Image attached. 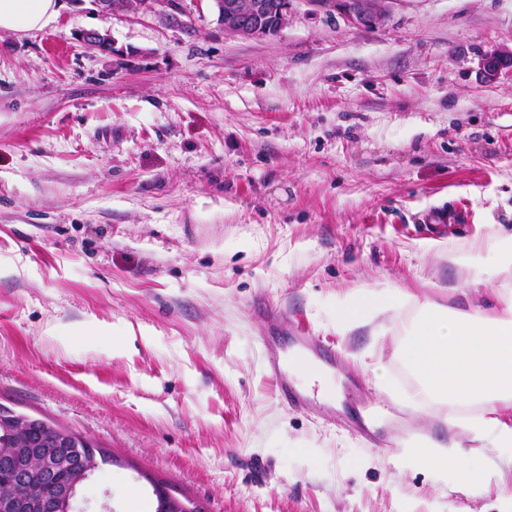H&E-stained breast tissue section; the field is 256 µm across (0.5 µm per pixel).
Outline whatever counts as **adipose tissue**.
I'll use <instances>...</instances> for the list:
<instances>
[{"label": "adipose tissue", "mask_w": 512, "mask_h": 512, "mask_svg": "<svg viewBox=\"0 0 512 512\" xmlns=\"http://www.w3.org/2000/svg\"><path fill=\"white\" fill-rule=\"evenodd\" d=\"M59 13L57 0H0V30L26 34L46 27ZM493 254V276L512 279V233L476 241L471 251L454 257L460 273L469 279L482 275L474 264L477 253ZM395 312L393 329L402 336L399 355L415 378L419 397L481 405L485 419L469 422L473 440L493 448L512 447V422L499 416L512 409V300L494 312L478 308L417 304L415 297L391 288H359L337 299L338 327L349 330L387 312ZM398 457L455 469L468 484L476 475L456 444L431 440L412 442Z\"/></svg>", "instance_id": "ef3b65f1"}]
</instances>
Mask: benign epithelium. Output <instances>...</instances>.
Instances as JSON below:
<instances>
[{
    "instance_id": "1",
    "label": "benign epithelium",
    "mask_w": 512,
    "mask_h": 512,
    "mask_svg": "<svg viewBox=\"0 0 512 512\" xmlns=\"http://www.w3.org/2000/svg\"><path fill=\"white\" fill-rule=\"evenodd\" d=\"M99 11L112 15H145L160 8L180 9L176 0H92ZM218 25L225 33L251 38L268 36L261 24L273 16L283 30L300 6L313 16H336V0H211ZM347 18L365 19L382 9L384 0H344ZM78 41L101 52L121 55L112 39L98 31L82 32ZM79 448H13L11 441L0 440V472L15 486L11 493H0V512H74L83 484L94 474L91 464L76 467L73 456Z\"/></svg>"
}]
</instances>
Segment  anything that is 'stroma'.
Listing matches in <instances>:
<instances>
[{
  "mask_svg": "<svg viewBox=\"0 0 512 512\" xmlns=\"http://www.w3.org/2000/svg\"><path fill=\"white\" fill-rule=\"evenodd\" d=\"M60 4L0 31V403L112 453L79 512H148L142 470L206 512H512V452L459 425L480 406L413 397L392 314L349 331L335 314L364 285L483 309L512 290L448 260L512 233V64L486 69L512 57V0L300 13L263 39L225 34L210 0ZM303 332L361 386L320 417L278 400L260 345ZM424 439L486 484L397 461ZM99 11L112 15H145L153 13L158 8L181 10L180 4L175 0H92Z\"/></svg>",
  "mask_w": 512,
  "mask_h": 512,
  "instance_id": "obj_1",
  "label": "stroma"
}]
</instances>
